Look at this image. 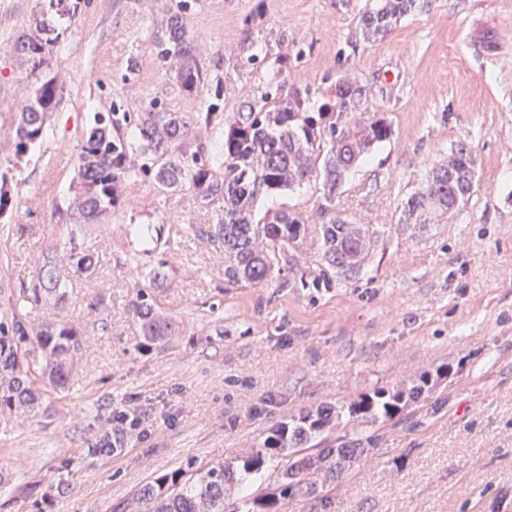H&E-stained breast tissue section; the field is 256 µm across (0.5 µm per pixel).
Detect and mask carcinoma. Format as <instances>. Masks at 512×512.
I'll list each match as a JSON object with an SVG mask.
<instances>
[{"instance_id":"carcinoma-1","label":"carcinoma","mask_w":512,"mask_h":512,"mask_svg":"<svg viewBox=\"0 0 512 512\" xmlns=\"http://www.w3.org/2000/svg\"><path fill=\"white\" fill-rule=\"evenodd\" d=\"M47 10L33 18L29 31L16 40L13 50L28 64L26 78H35L31 92L15 113L6 133V166L26 156L46 134V123L58 104L61 88L55 80L38 79L48 65L56 28L47 13L72 18L81 0H47ZM417 0H375L359 17L357 34L374 42L396 28L412 12ZM160 58L175 69L176 89L192 94L210 81L200 63L182 10L169 9L166 28L156 40ZM276 93H264L246 112L217 116L154 108L142 112H110L95 116L75 145L79 190L55 228L73 235L74 223L89 236L107 240L109 225L100 217L114 208L122 184L143 171L159 185L176 191L190 187L212 207L215 222L187 224L185 231L206 242L223 261L224 287L266 286L279 280L286 288L319 285L320 277L301 268L290 249L306 232L300 214L270 209L260 219L255 207L263 194L289 192L311 183L321 186L317 200L318 231L323 259L345 279L357 276L380 231L371 224H352L336 214V199L348 173L375 146L393 136L383 117L368 116V89L346 75L331 86L330 96L315 112L308 106L309 90L293 89L279 96L287 75L279 70ZM476 158L460 143L448 159L435 165L424 187L405 202L400 223L421 233L448 213L462 208L474 193ZM130 249L122 267L153 283L171 277L170 238L152 224L125 226ZM101 254L94 245L77 249L54 235L42 249L36 272L11 294L10 314L0 315V427H13L35 414L42 396L70 389L88 337L80 324L49 321L35 327L32 311L56 306L67 295L69 277L97 275ZM111 285L103 284L91 310L104 322L111 314ZM140 336L138 348L151 351L179 335L174 317L155 307L151 296L138 290L132 303ZM418 390L380 388L363 395L349 408L354 436L328 447L333 421L326 407L300 416L272 430L260 448L245 452L236 466L222 461L202 467L188 459L177 470L155 478L111 508V512H226L227 488L262 476L268 461L285 460L278 485L271 492L246 500L244 512H285L295 496L328 499L330 485L357 459L369 452L376 436L362 426L392 419L415 399ZM318 439L316 444L311 440Z\"/></svg>"}]
</instances>
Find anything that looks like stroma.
Here are the masks:
<instances>
[{
  "mask_svg": "<svg viewBox=\"0 0 512 512\" xmlns=\"http://www.w3.org/2000/svg\"><path fill=\"white\" fill-rule=\"evenodd\" d=\"M180 1L210 72L223 73L238 43L254 40L260 62L232 88L172 93L155 41L168 5ZM371 3L81 0L46 68L62 98L42 144L8 175L16 204L0 215L10 228L0 236V311L60 221L74 190V146L95 114L242 111L275 88L282 64L289 85L310 89V108L346 74L366 86L368 113L391 124L392 139L350 172L336 205L383 237L350 279L228 288L207 244L183 230L214 221L197 193L128 180L102 217L112 253L97 278L72 277L63 308L29 316L36 326L80 321L90 346L68 392L45 396L25 425L0 429L8 512H34L25 487L55 477L65 491L52 512H110L186 459L236 463L289 417L326 405L343 412L425 374L430 385L377 424L372 453L339 477L328 502L300 496L287 512H512V0H418L392 32L365 43L356 26ZM40 8L41 0H0L3 127L30 89L13 45ZM461 142L477 159L468 203L422 235L398 229L403 203ZM129 224L170 233L167 282L121 268ZM101 280L112 283L105 329L90 308ZM141 288L182 322L168 350L136 349L131 304ZM107 433L114 452L88 456ZM65 458L74 461L67 471L58 467Z\"/></svg>",
  "mask_w": 512,
  "mask_h": 512,
  "instance_id": "stroma-1",
  "label": "stroma"
}]
</instances>
